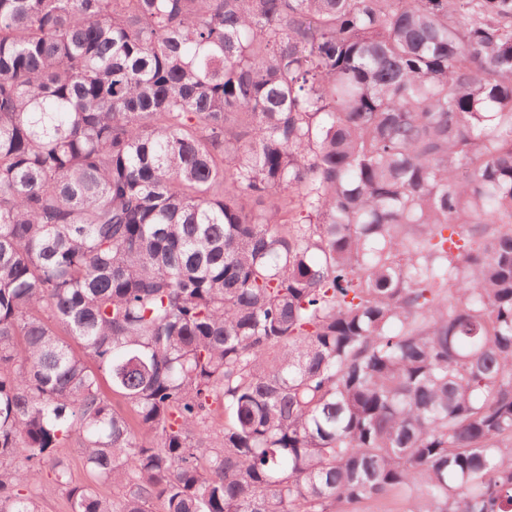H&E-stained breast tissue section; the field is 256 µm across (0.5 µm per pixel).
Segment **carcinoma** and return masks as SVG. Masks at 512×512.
<instances>
[{
  "label": "carcinoma",
  "instance_id": "obj_1",
  "mask_svg": "<svg viewBox=\"0 0 512 512\" xmlns=\"http://www.w3.org/2000/svg\"><path fill=\"white\" fill-rule=\"evenodd\" d=\"M57 489L512 512V0H0V512ZM63 456L71 469L74 483L80 484L88 481V474L84 465V457L79 446L73 442H67L61 448Z\"/></svg>",
  "mask_w": 512,
  "mask_h": 512
}]
</instances>
